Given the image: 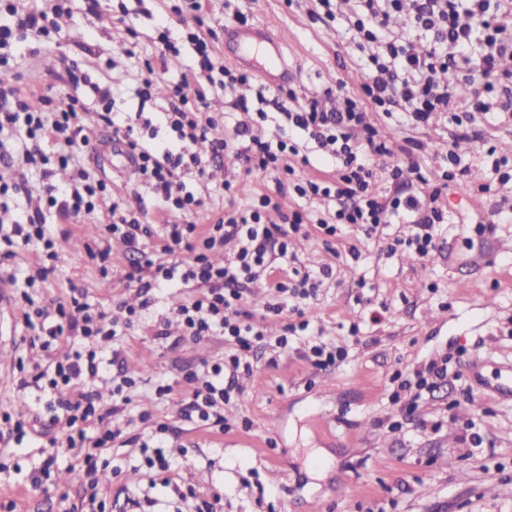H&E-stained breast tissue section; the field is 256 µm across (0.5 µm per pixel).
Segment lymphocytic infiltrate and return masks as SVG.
Segmentation results:
<instances>
[{
    "label": "lymphocytic infiltrate",
    "instance_id": "1",
    "mask_svg": "<svg viewBox=\"0 0 512 512\" xmlns=\"http://www.w3.org/2000/svg\"><path fill=\"white\" fill-rule=\"evenodd\" d=\"M358 9L347 19L354 31L360 51L365 52L367 81L362 96L340 94L337 105L321 94L304 98L289 95L281 101V124L267 129V112L251 111L245 99H237L240 115L232 128L210 113L201 110L208 92L206 81L219 74L220 87L229 93L248 82L246 73L216 62L217 51L197 33H189L197 45L198 69L183 73L169 85L167 104L158 118L173 134L170 143L157 142V129L151 122L139 121L129 112L115 111V90L94 82L90 88L100 111L98 117L112 128L116 137L125 139L135 154V175L141 185L157 196L168 222L153 230L142 222L137 212L126 209L113 212L105 232L122 237L130 250L143 253L144 262L128 273V282L149 292L160 283H196L203 288L201 298L181 305L176 313L185 333L193 338L223 337L228 346L221 361L206 365L208 380L197 375L187 377L189 398L185 417L197 419L211 427H223L224 406L237 389L240 374L251 372L249 353L254 343L264 341L260 321L242 310L244 283L254 282L259 272L270 271L274 261H287L291 236L305 232V216L292 212L284 223L268 224L264 215L272 208L271 196L262 194L241 203L230 204L224 214L211 224L198 227L178 223V216L198 211L203 200L198 192L187 188L185 172L201 169L198 143H208L213 155L233 153L249 175H267L287 168L289 157L299 156L302 147H310L323 160L336 164V180L306 181L297 186L300 197L331 204L330 218L318 219L319 232L327 237L342 236L350 228L364 234L376 233L385 224H404L410 229L406 238L388 243V251L399 246L413 248L422 260L429 259L438 236L437 227L444 220L436 202L440 186L422 195L379 197L369 191L376 159L390 156L369 121L367 108L391 114L401 107V118L408 125H425L429 121L449 118L455 131L441 160L447 168L442 179L451 181L460 170L457 152L465 129L472 120L470 103L456 93L459 78L483 85L485 101L480 112L486 121L512 112V71L500 70L498 60L512 52V0H357ZM9 23L0 25V49L9 47L17 35H37L44 31L48 18L70 17L68 0H52L50 11L19 9L8 0ZM403 11L409 28L432 34L430 49L415 50L412 41L390 31L386 22L392 13ZM79 99L71 94L53 98L52 111L34 109L29 97L8 82H0V131L10 130L24 144L23 168L40 172L48 179V208L63 219L74 221L91 214L98 197L109 186L76 166L79 153L90 144L85 116L77 109ZM159 123V124H160ZM51 143L54 153H46L44 143ZM73 169L71 183L55 184L50 177L51 161ZM8 186L0 185V238H20L23 244L38 242L39 274H46V264L56 257L55 242L39 220L21 221L11 213L4 198ZM235 243L237 251L224 265H213L211 253ZM59 320L43 325L40 309L24 310L29 327L38 328L37 339L42 351H51L62 340L89 341L86 349H75L51 363L52 375L43 387L50 394L71 432L65 440L82 460L77 480L82 489L81 512H106L100 497L98 461L120 437L113 429L91 437L87 426L102 418L98 391L90 384L99 374L100 353L112 342L118 325L132 326L136 312L127 309L124 321L107 319L79 298L59 307ZM308 321L288 324L274 340L275 347H290L294 339H303L304 356L313 366L324 368L342 362L347 351L308 334Z\"/></svg>",
    "mask_w": 512,
    "mask_h": 512
}]
</instances>
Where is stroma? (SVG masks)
I'll return each instance as SVG.
<instances>
[{
    "mask_svg": "<svg viewBox=\"0 0 512 512\" xmlns=\"http://www.w3.org/2000/svg\"><path fill=\"white\" fill-rule=\"evenodd\" d=\"M71 21L42 38L27 37L9 47L10 62L0 66V80L10 81L31 97L44 86L61 93L72 89V76L95 82L113 81L118 89L115 109L153 116L156 101H141L136 90L146 62H157L159 27H167L180 50L165 63V78L180 79L197 57L187 40L200 28L216 48L225 45L227 30L244 16L249 29L268 25L284 44L290 75L267 80L255 66L246 69L249 85L241 93L255 100L257 89L273 99L295 92L304 96L337 87L360 94L364 62L344 17L353 0H339L337 19H327L316 0H207L196 12L188 0H70ZM372 122L405 167L409 183L404 194L426 191L436 158L448 146L449 123L438 119L411 128L383 113ZM462 144L469 163L468 182L453 181L438 205L444 212L437 248L426 262L409 249L384 251V240L406 234L402 224L382 233L362 231L325 244L319 233L291 242L288 270L331 268L303 312H267L276 302L273 289L246 285L245 310L265 314L268 335H280L284 324L311 321L324 341L347 346L340 368L321 370L303 356L299 345L287 349L257 346L254 371L239 380L240 394L224 407L227 432L185 418L180 400L186 378L204 362L224 355V339L184 336L170 308L199 298L194 285L156 288L155 302L141 309L138 321L119 329L101 355L96 388L103 409L112 406L113 381L129 375L137 385L117 417H105L101 429L119 424L121 441L104 470L108 500L158 499L169 507V491L150 487L140 445L131 437L151 441L157 424L168 432L163 450L172 476L182 487L205 497L221 495L222 512H512V222L491 223L493 200L470 191L488 173L482 157L488 148L512 159V119L490 126L475 120ZM81 165L110 186L95 211L72 224L58 223L44 207V186L33 177L14 202L19 214L43 210L59 247V258L44 279H32L33 246L0 247V283L9 295H29L36 306L55 313L72 291L92 308L115 315L120 305L139 307L136 285L125 275L138 261L120 239L109 247L108 276L85 262L88 243L101 240L112 221L113 205L143 212L148 224L162 223L155 195L123 171L121 157L103 164L84 153ZM203 180L187 177L189 187L207 184L211 195L192 224L210 223L226 206L219 190L236 182L239 197L277 194L282 213L304 210L311 218L325 212L322 202L296 194H279L278 174L246 175L231 156H206ZM358 334H351V326ZM35 331L15 317L12 346L0 353V405L15 417L40 414L49 420L36 377L48 365L32 347ZM448 361V377L424 394L413 413L392 403L395 372H411L431 361ZM159 384L172 385L175 399L155 394ZM66 429L56 426L39 437L0 446V512H78L80 491L73 455L63 447ZM40 484H33V475Z\"/></svg>",
    "mask_w": 512,
    "mask_h": 512,
    "instance_id": "stroma-1",
    "label": "stroma"
}]
</instances>
